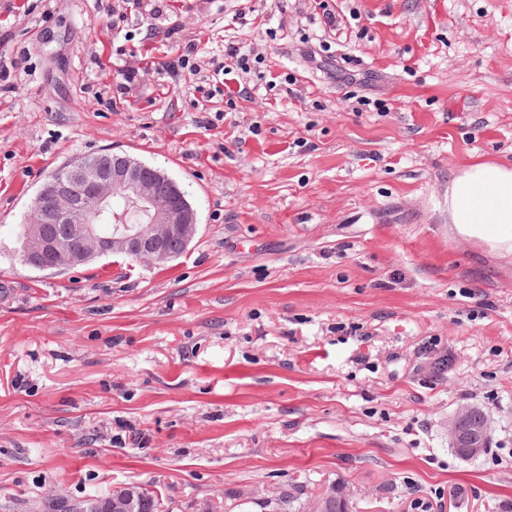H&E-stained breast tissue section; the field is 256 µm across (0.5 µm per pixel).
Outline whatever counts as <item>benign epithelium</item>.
<instances>
[{
    "label": "benign epithelium",
    "mask_w": 512,
    "mask_h": 512,
    "mask_svg": "<svg viewBox=\"0 0 512 512\" xmlns=\"http://www.w3.org/2000/svg\"><path fill=\"white\" fill-rule=\"evenodd\" d=\"M107 161L79 158L48 177L27 215L22 257L40 271L65 273L88 260L121 254L164 265L183 255L197 231V213L179 184L163 171L123 152L106 153ZM119 194L143 211L146 224H115L102 235L96 224L110 197ZM451 447L473 457L488 447L489 424L484 414L462 408L448 423ZM140 488L127 485L104 506L88 500L79 505L59 494L50 512H143Z\"/></svg>",
    "instance_id": "7a95c632"
}]
</instances>
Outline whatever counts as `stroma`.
<instances>
[{"instance_id": "stroma-1", "label": "stroma", "mask_w": 512, "mask_h": 512, "mask_svg": "<svg viewBox=\"0 0 512 512\" xmlns=\"http://www.w3.org/2000/svg\"><path fill=\"white\" fill-rule=\"evenodd\" d=\"M324 2L0 0V512L128 484L262 512L297 481L352 512H512V257L437 213L466 163L512 162V0ZM228 39L253 98L207 95ZM105 151L186 192V253L25 265L41 184ZM448 437L451 447L462 449L466 457L471 458L479 454L482 448H488L487 417L485 414L473 412L471 408L460 409L448 423Z\"/></svg>"}]
</instances>
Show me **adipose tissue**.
I'll return each instance as SVG.
<instances>
[{
  "label": "adipose tissue",
  "mask_w": 512,
  "mask_h": 512,
  "mask_svg": "<svg viewBox=\"0 0 512 512\" xmlns=\"http://www.w3.org/2000/svg\"><path fill=\"white\" fill-rule=\"evenodd\" d=\"M448 228L501 258L512 256V163L478 159L448 185Z\"/></svg>",
  "instance_id": "obj_1"
}]
</instances>
